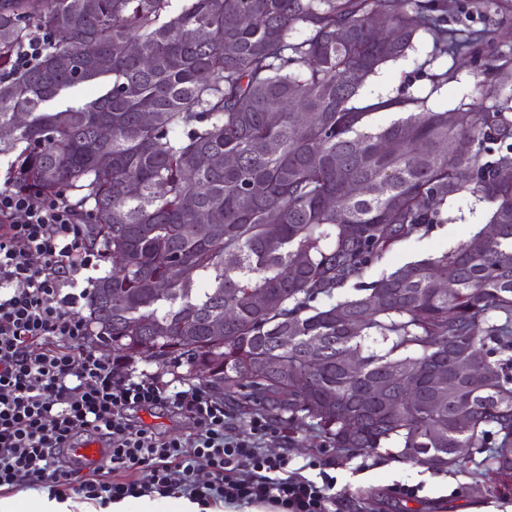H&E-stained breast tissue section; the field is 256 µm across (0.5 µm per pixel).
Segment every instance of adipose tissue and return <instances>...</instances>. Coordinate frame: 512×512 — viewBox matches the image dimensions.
<instances>
[{
    "label": "adipose tissue",
    "mask_w": 512,
    "mask_h": 512,
    "mask_svg": "<svg viewBox=\"0 0 512 512\" xmlns=\"http://www.w3.org/2000/svg\"><path fill=\"white\" fill-rule=\"evenodd\" d=\"M0 512H274V509L271 505L258 503L241 507H202L181 495L144 496L134 501L125 498L101 507L71 498L61 501L46 493L31 500L19 492L0 497Z\"/></svg>",
    "instance_id": "adipose-tissue-1"
}]
</instances>
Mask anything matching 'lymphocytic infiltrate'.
<instances>
[{
	"label": "lymphocytic infiltrate",
	"instance_id": "f902f5d3",
	"mask_svg": "<svg viewBox=\"0 0 512 512\" xmlns=\"http://www.w3.org/2000/svg\"><path fill=\"white\" fill-rule=\"evenodd\" d=\"M101 262L67 199L0 189V488L42 487L58 498L71 491L102 506L179 493L205 505L331 512L333 477L310 480L288 454L264 451L276 431L266 415L238 431L223 397L204 384L178 389L92 348L80 307ZM155 408L184 416L192 432L160 436L132 418ZM81 432L108 443L106 464L86 472L64 463L59 449ZM201 461L204 483L194 477ZM121 468L140 470V479L115 478Z\"/></svg>",
	"mask_w": 512,
	"mask_h": 512
}]
</instances>
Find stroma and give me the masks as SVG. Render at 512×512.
<instances>
[{
  "mask_svg": "<svg viewBox=\"0 0 512 512\" xmlns=\"http://www.w3.org/2000/svg\"><path fill=\"white\" fill-rule=\"evenodd\" d=\"M436 14L438 25L448 31L470 34L475 46H492L497 64L512 69V0L477 8L474 0H444ZM482 60L472 54L453 58L435 52L431 32L419 31L412 49L397 61L387 63L365 82L359 105L388 98H424L429 108L454 112L477 106L473 93L477 78H484L490 90L487 104L512 103V83L501 84L495 71H483ZM489 203L465 195L445 203L442 221L428 234L398 245L376 264L371 276L389 271L418 257L437 254L467 240L487 221ZM282 434L264 442L268 454L289 453L304 476L318 479L327 472L336 480V512H357L363 494H374V512H512V497L494 494L495 476L489 470L433 471L397 461L389 450L359 452L345 456L328 446L312 420H280ZM316 460L320 469L308 468ZM415 487V496L404 487Z\"/></svg>",
  "mask_w": 512,
  "mask_h": 512,
  "instance_id": "stroma-1",
  "label": "stroma"
}]
</instances>
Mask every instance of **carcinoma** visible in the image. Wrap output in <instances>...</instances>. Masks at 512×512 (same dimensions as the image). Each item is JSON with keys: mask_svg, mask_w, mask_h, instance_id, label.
<instances>
[{"mask_svg": "<svg viewBox=\"0 0 512 512\" xmlns=\"http://www.w3.org/2000/svg\"><path fill=\"white\" fill-rule=\"evenodd\" d=\"M172 2L0 0V128L12 129L0 156L14 187L70 199L89 246L118 260L88 297L96 340L186 363L242 415L310 418L334 448L390 445L434 470L480 455L494 491L512 496V113L354 104L421 29L439 53L459 52L435 25L437 0ZM376 19L395 41L371 38ZM33 35L47 50L23 65ZM89 42L106 64L83 54ZM109 77L96 98L47 109ZM275 100L288 110L268 111ZM380 108L410 114L374 128ZM461 139L469 152H456ZM464 193L492 204L477 233L368 279ZM470 351L486 360L479 382ZM439 367L450 385L435 390ZM405 382L423 406L404 401Z\"/></svg>", "mask_w": 512, "mask_h": 512, "instance_id": "1", "label": "carcinoma"}]
</instances>
